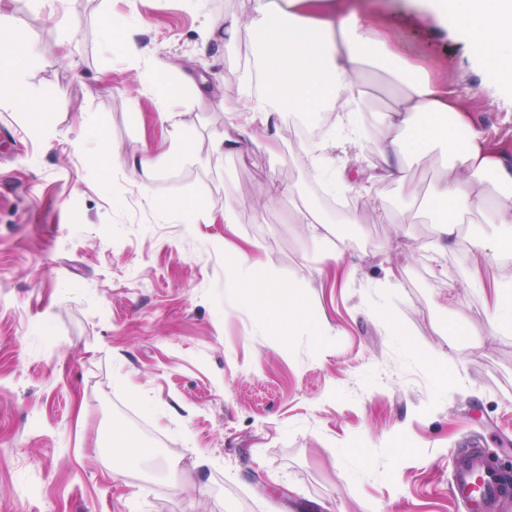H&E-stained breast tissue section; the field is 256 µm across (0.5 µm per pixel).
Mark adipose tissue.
Here are the masks:
<instances>
[{
	"mask_svg": "<svg viewBox=\"0 0 512 512\" xmlns=\"http://www.w3.org/2000/svg\"><path fill=\"white\" fill-rule=\"evenodd\" d=\"M290 4L295 13L285 21L271 22L270 0H252L248 27L233 18L224 22L228 41L260 37L264 49L257 77L263 93L232 109L231 132L214 141L215 156L237 151L238 135L269 130L283 110L309 112L326 100L335 103L337 119L349 131L348 143L361 145L356 128L366 109L362 67L371 55L386 67L400 66L394 45L384 33L372 32L368 19L345 8L339 17L327 16L323 0ZM434 9L441 20L464 26L470 40L494 61L498 82L512 86V0H434ZM380 124V174L386 178L397 176L419 145L449 147L457 131H466L431 190L440 215L432 250L439 254L459 246L461 217L483 213L498 234L489 243L470 240L471 250L486 259L512 254V168L491 149L488 134L473 128L454 91L426 77L408 82L395 106L382 113Z\"/></svg>",
	"mask_w": 512,
	"mask_h": 512,
	"instance_id": "1",
	"label": "adipose tissue"
}]
</instances>
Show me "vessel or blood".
<instances>
[{
    "label": "vessel or blood",
    "mask_w": 512,
    "mask_h": 512,
    "mask_svg": "<svg viewBox=\"0 0 512 512\" xmlns=\"http://www.w3.org/2000/svg\"><path fill=\"white\" fill-rule=\"evenodd\" d=\"M451 494L464 505L466 512H495L503 498L512 496V473L492 463L480 442H472L459 454Z\"/></svg>",
    "instance_id": "obj_1"
}]
</instances>
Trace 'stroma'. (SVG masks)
Instances as JSON below:
<instances>
[{
    "label": "stroma",
    "instance_id": "stroma-1",
    "mask_svg": "<svg viewBox=\"0 0 512 512\" xmlns=\"http://www.w3.org/2000/svg\"><path fill=\"white\" fill-rule=\"evenodd\" d=\"M401 57L453 89L512 157V90L431 0H343ZM249 0H9L29 42L14 62L48 105L32 123L0 94V512H465L450 494L467 441L512 470V330L490 333L493 285L470 283L468 245L429 246V190L448 150L429 145L402 180L372 176L379 115L401 86L362 75L360 148L322 135L320 171L300 162L283 113L277 153L251 142L216 161L258 46L224 38ZM109 14L147 47L132 63L98 24ZM168 71L174 123L153 69ZM118 156H100L104 142ZM189 152L176 154L178 142ZM148 156V174L131 170ZM420 186L411 198L407 182ZM367 187L357 223L329 206ZM160 202L191 204L160 213ZM237 205L233 228L224 203ZM385 203L391 218L380 217ZM314 208L320 238L299 224ZM351 241L334 259L337 239ZM258 245L248 275L302 299L288 335L225 296L229 247ZM152 452L130 464L114 432Z\"/></svg>",
    "mask_w": 512,
    "mask_h": 512
}]
</instances>
